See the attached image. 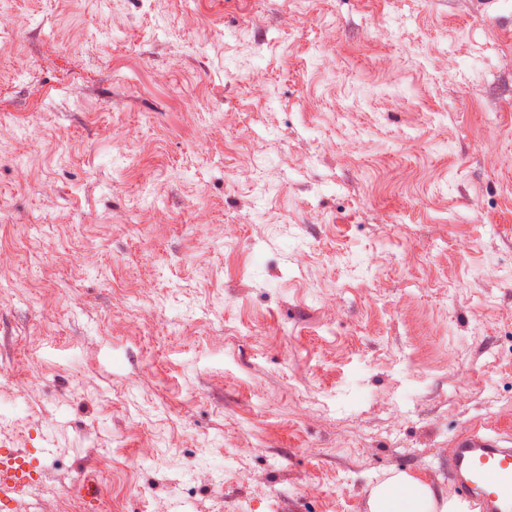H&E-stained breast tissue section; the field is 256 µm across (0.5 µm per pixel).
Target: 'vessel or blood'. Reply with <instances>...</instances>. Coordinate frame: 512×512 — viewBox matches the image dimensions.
Instances as JSON below:
<instances>
[{"instance_id":"1","label":"vessel or blood","mask_w":512,"mask_h":512,"mask_svg":"<svg viewBox=\"0 0 512 512\" xmlns=\"http://www.w3.org/2000/svg\"><path fill=\"white\" fill-rule=\"evenodd\" d=\"M38 472L31 448H0V507L12 508ZM448 474L455 494L472 512H512V448L501 436L471 432L454 438Z\"/></svg>"}]
</instances>
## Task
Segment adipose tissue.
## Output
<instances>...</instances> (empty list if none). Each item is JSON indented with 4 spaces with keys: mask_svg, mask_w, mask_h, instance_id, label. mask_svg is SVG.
<instances>
[{
    "mask_svg": "<svg viewBox=\"0 0 512 512\" xmlns=\"http://www.w3.org/2000/svg\"><path fill=\"white\" fill-rule=\"evenodd\" d=\"M370 512H465L464 503L437 496L421 479L399 472L373 487Z\"/></svg>",
    "mask_w": 512,
    "mask_h": 512,
    "instance_id": "ef3b65f1",
    "label": "adipose tissue"
}]
</instances>
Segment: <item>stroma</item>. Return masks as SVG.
<instances>
[{
    "mask_svg": "<svg viewBox=\"0 0 512 512\" xmlns=\"http://www.w3.org/2000/svg\"><path fill=\"white\" fill-rule=\"evenodd\" d=\"M474 430L512 434V0H8L0 445L46 451L15 512L449 498ZM370 512H464V503L438 497L432 486L407 473L398 472L373 487Z\"/></svg>",
    "mask_w": 512,
    "mask_h": 512,
    "instance_id": "35a3bbf8",
    "label": "stroma"
}]
</instances>
